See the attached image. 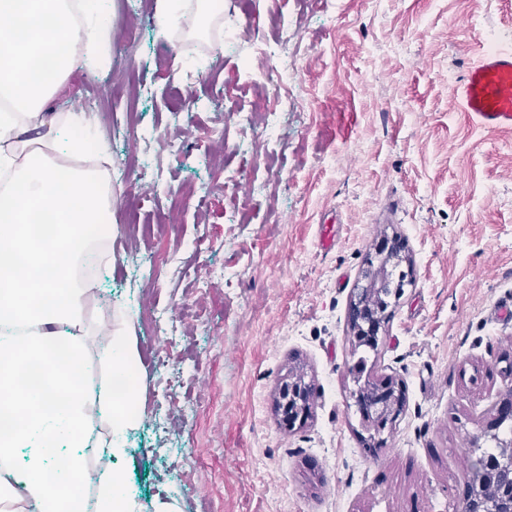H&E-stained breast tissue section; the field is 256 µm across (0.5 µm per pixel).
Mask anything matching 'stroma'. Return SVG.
<instances>
[{
	"label": "stroma",
	"mask_w": 512,
	"mask_h": 512,
	"mask_svg": "<svg viewBox=\"0 0 512 512\" xmlns=\"http://www.w3.org/2000/svg\"><path fill=\"white\" fill-rule=\"evenodd\" d=\"M154 4L143 0L133 42L112 0L108 76L74 73L48 103L63 115L95 99L102 143L135 127L112 149L141 168L112 189V256L96 285L111 330L136 340L141 420L122 465L141 512H461L468 437L512 385L470 380L512 355V130L477 127L451 91L480 44L512 46V0H247L242 38L199 76L180 130L168 121L181 70L158 62L170 41ZM282 13L298 21L284 88L298 109L267 142L235 112L277 105L257 83ZM384 237L406 242L413 273L366 374L401 382L406 405L369 452L349 308ZM82 324L98 339L85 356L98 386L110 338L95 310ZM292 366L315 396L288 431L276 397Z\"/></svg>",
	"instance_id": "1"
}]
</instances>
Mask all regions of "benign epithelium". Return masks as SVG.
I'll return each mask as SVG.
<instances>
[{"mask_svg": "<svg viewBox=\"0 0 512 512\" xmlns=\"http://www.w3.org/2000/svg\"><path fill=\"white\" fill-rule=\"evenodd\" d=\"M408 260L404 244L397 238H385L366 259L365 284L357 289L350 304V324L353 335L377 337L388 317L387 309L374 305V294L382 287L385 262L401 263ZM313 384L306 380L304 371L291 368L279 388L280 424L290 430L303 425L310 416V399ZM403 392L393 380L380 379L366 382L356 393V403L366 430L368 442H375L385 431L392 429L403 407ZM503 462L498 465L501 473V492L512 512V440L501 445ZM489 463L481 457L464 484L463 512H486L483 482Z\"/></svg>", "mask_w": 512, "mask_h": 512, "instance_id": "7a95c632", "label": "benign epithelium"}]
</instances>
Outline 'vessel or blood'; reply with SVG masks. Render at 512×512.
Wrapping results in <instances>:
<instances>
[{"label": "vessel or blood", "instance_id": "obj_1", "mask_svg": "<svg viewBox=\"0 0 512 512\" xmlns=\"http://www.w3.org/2000/svg\"><path fill=\"white\" fill-rule=\"evenodd\" d=\"M452 97L477 125L512 129V48L480 50L455 82Z\"/></svg>", "mask_w": 512, "mask_h": 512}]
</instances>
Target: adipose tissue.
I'll return each instance as SVG.
<instances>
[{
	"label": "adipose tissue",
	"instance_id": "adipose-tissue-1",
	"mask_svg": "<svg viewBox=\"0 0 512 512\" xmlns=\"http://www.w3.org/2000/svg\"><path fill=\"white\" fill-rule=\"evenodd\" d=\"M110 0H0V169L23 185L0 194V491L21 512H86L83 487L93 480L78 451L93 440L82 368L88 336L82 326L84 288L73 278L87 252L85 230L103 227L112 212L97 176L58 165L73 152L66 125L46 102L66 75L99 48ZM24 322L16 340L8 329ZM125 395L100 393L111 410L104 445L125 457V435L137 419L139 396L131 336L115 331L104 355ZM26 449L15 465L18 449ZM96 512H137L123 468L96 479Z\"/></svg>",
	"mask_w": 512,
	"mask_h": 512
}]
</instances>
